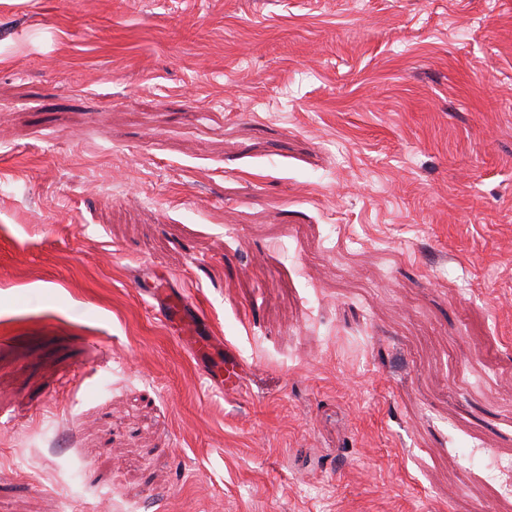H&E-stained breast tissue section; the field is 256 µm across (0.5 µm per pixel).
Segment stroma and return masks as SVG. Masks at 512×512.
Here are the masks:
<instances>
[{
  "label": "stroma",
  "instance_id": "35a3bbf8",
  "mask_svg": "<svg viewBox=\"0 0 512 512\" xmlns=\"http://www.w3.org/2000/svg\"><path fill=\"white\" fill-rule=\"evenodd\" d=\"M496 460L512 0H0V512H512ZM149 296L158 302L159 316L170 325H178L180 336L190 347L194 356L208 362L209 375L224 390H235L242 378V364L239 357L224 351L223 367L216 364L212 357L218 345L213 336H208V328L204 318L197 315L193 305L181 294L169 297L159 291H149ZM213 364V366L210 364Z\"/></svg>",
  "mask_w": 512,
  "mask_h": 512
}]
</instances>
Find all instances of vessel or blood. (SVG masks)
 I'll return each mask as SVG.
<instances>
[{"label": "vessel or blood", "instance_id": "1", "mask_svg": "<svg viewBox=\"0 0 512 512\" xmlns=\"http://www.w3.org/2000/svg\"><path fill=\"white\" fill-rule=\"evenodd\" d=\"M150 296L158 303L159 316L169 324L178 326L183 341L190 347L194 356L210 363L209 374L217 384L227 390L236 389L242 378V364L237 355L228 353L223 364H212V353L217 341L209 336L203 318L197 315L193 305L183 296H167L159 291H151Z\"/></svg>", "mask_w": 512, "mask_h": 512}]
</instances>
